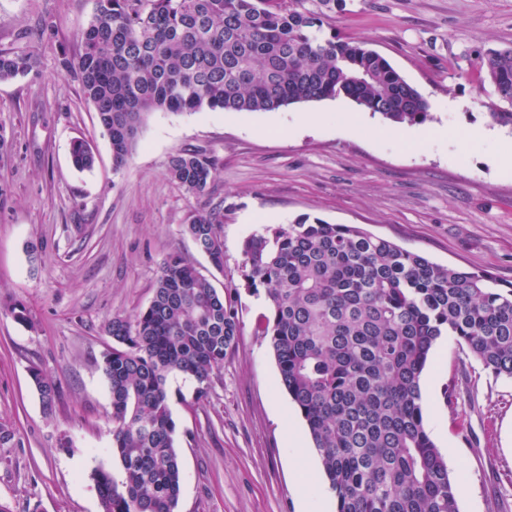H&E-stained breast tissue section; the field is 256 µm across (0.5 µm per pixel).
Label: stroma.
<instances>
[{
    "instance_id": "1",
    "label": "stroma",
    "mask_w": 512,
    "mask_h": 512,
    "mask_svg": "<svg viewBox=\"0 0 512 512\" xmlns=\"http://www.w3.org/2000/svg\"><path fill=\"white\" fill-rule=\"evenodd\" d=\"M95 0H0V51L35 59L0 82V501L11 512H100L90 478L118 471L111 395L101 353L106 321L146 308L160 268L182 254L215 288L235 286L240 332L206 398L192 382L174 401L182 483L178 512H335L307 426L258 329L268 301L242 286L243 240L301 217L354 224L464 270L512 283V176L490 163L505 104L483 83L480 55L512 48V0H336L333 32L366 41L431 105L430 125L494 128L463 149L432 143L403 152L379 116L348 99L274 112L153 113L128 163L115 168L96 111L63 59H76ZM461 111L444 109L448 98ZM87 140L91 169L71 162ZM199 149L217 162L208 192L171 181L172 155ZM220 209L224 268L215 270L184 231ZM24 304L26 328L10 309ZM59 394L44 409L28 369ZM426 428L456 482L470 486L460 512H512V379L494 377L451 336L424 372ZM72 446L58 448L61 437Z\"/></svg>"
}]
</instances>
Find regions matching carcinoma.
<instances>
[{
	"mask_svg": "<svg viewBox=\"0 0 512 512\" xmlns=\"http://www.w3.org/2000/svg\"><path fill=\"white\" fill-rule=\"evenodd\" d=\"M329 16L304 0H95L80 29L82 93L125 166L149 116L162 112H271L346 98L383 119L415 125L428 100L365 43L326 35ZM33 57L0 51V82L27 75ZM479 71L512 105V49L479 58ZM73 164L95 162L84 140ZM200 150L171 156L167 175L191 195L216 176ZM217 213L184 225L218 269ZM243 281L264 290L281 385L305 420L336 512H460L448 462L424 424L421 376L430 352L453 336L495 377L512 379V284L482 271L435 263L351 224L302 217L266 226L242 244ZM112 346L101 368L112 406V456L91 479L101 512H177L181 466L169 380L196 382L204 399L214 370L236 344L232 290L218 291L173 253L149 305L105 326ZM30 376L44 408L58 388Z\"/></svg>",
	"mask_w": 512,
	"mask_h": 512,
	"instance_id": "cac0c4a2",
	"label": "carcinoma"
}]
</instances>
